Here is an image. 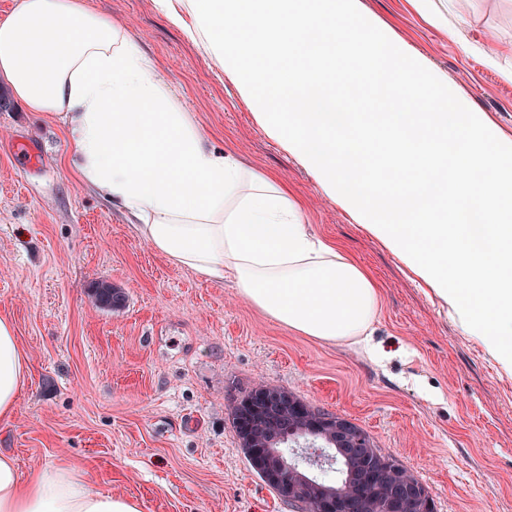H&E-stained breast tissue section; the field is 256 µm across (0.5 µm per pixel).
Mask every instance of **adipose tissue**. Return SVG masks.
Masks as SVG:
<instances>
[{"label":"adipose tissue","mask_w":512,"mask_h":512,"mask_svg":"<svg viewBox=\"0 0 512 512\" xmlns=\"http://www.w3.org/2000/svg\"><path fill=\"white\" fill-rule=\"evenodd\" d=\"M0 80L29 111L61 118L79 178L135 222L171 264L239 296L294 332L370 348L381 290L340 244L310 234L276 175L215 149L194 113L157 80L127 28L90 0H21L0 20ZM31 377L13 322L0 316V420ZM0 512H141L58 463L21 480L0 452Z\"/></svg>","instance_id":"adipose-tissue-1"}]
</instances>
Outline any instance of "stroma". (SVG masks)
<instances>
[{
	"mask_svg": "<svg viewBox=\"0 0 512 512\" xmlns=\"http://www.w3.org/2000/svg\"><path fill=\"white\" fill-rule=\"evenodd\" d=\"M512 138V0H445L450 32L409 0H357ZM127 27L183 111L217 148L272 173L305 222L341 242L381 287L373 359L296 333L238 296L170 264L127 216L79 181L63 122L31 112L0 81V315L32 362L0 449L23 479L62 461L142 512H297L253 472L233 401L282 387L360 426L426 484L437 512H512V376L452 320L429 288L255 123L222 64L191 44L153 0H92ZM101 280L123 307L89 299Z\"/></svg>",
	"mask_w": 512,
	"mask_h": 512,
	"instance_id": "35a3bbf8",
	"label": "stroma"
}]
</instances>
